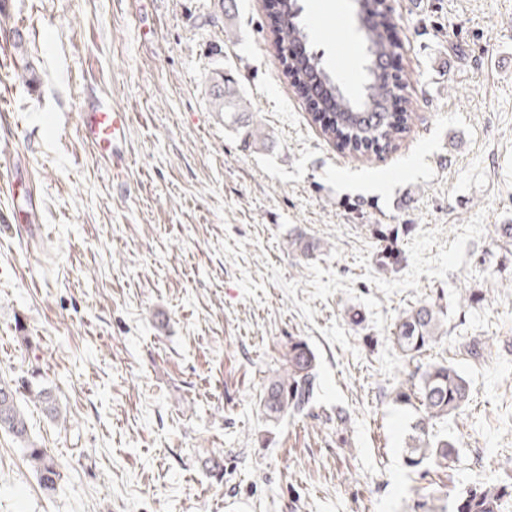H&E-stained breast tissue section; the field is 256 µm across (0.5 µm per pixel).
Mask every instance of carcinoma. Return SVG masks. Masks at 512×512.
I'll use <instances>...</instances> for the list:
<instances>
[{"label":"carcinoma","mask_w":512,"mask_h":512,"mask_svg":"<svg viewBox=\"0 0 512 512\" xmlns=\"http://www.w3.org/2000/svg\"><path fill=\"white\" fill-rule=\"evenodd\" d=\"M280 23L273 31L274 43L282 56L289 47L304 39L298 19L289 13L297 9V0H279ZM365 80L361 91L350 95L336 89V83L314 53H305L299 62L286 65L285 77L290 79L294 91L305 99L312 97L309 79L324 85L334 103L332 112H313L312 121L319 125L324 136L341 145L356 157L370 151H384L397 146L408 133V117L395 119L391 112H373L374 106H385L389 101L387 84L374 71L376 63H386L395 55L397 44L385 25H364ZM210 102L215 112L232 116L237 124L248 111L246 98L235 80L222 73L210 89ZM377 235L386 242L379 253V266H396L402 261L398 248L400 236L406 227L378 224ZM440 311L433 304H423L400 318L396 326L395 341L407 355L420 354L437 341ZM317 390L316 357L302 340L288 347L286 375L270 384L264 396V407L271 417L288 412L301 415L313 402ZM470 382L459 368L448 362L430 364L418 382L401 387L396 399L415 405L418 419L414 434L404 448L407 461L415 466L424 462L448 466L457 459L459 443L453 436L432 433L429 427L462 411L470 400ZM28 396L38 403L47 418L55 421L60 406L52 390L37 382L21 387L0 379V432L12 438L24 453L35 477L47 493L56 491L63 480L62 467L57 457L34 438L30 432L20 399ZM512 499V483L493 482L448 493V512H502L503 503Z\"/></svg>","instance_id":"obj_1"}]
</instances>
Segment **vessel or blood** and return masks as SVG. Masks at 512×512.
I'll list each match as a JSON object with an SVG mask.
<instances>
[{
    "label": "vessel or blood",
    "instance_id": "1",
    "mask_svg": "<svg viewBox=\"0 0 512 512\" xmlns=\"http://www.w3.org/2000/svg\"><path fill=\"white\" fill-rule=\"evenodd\" d=\"M129 125V115L115 111L109 97L103 94L81 112L79 131L105 163L120 169L128 165L131 157Z\"/></svg>",
    "mask_w": 512,
    "mask_h": 512
}]
</instances>
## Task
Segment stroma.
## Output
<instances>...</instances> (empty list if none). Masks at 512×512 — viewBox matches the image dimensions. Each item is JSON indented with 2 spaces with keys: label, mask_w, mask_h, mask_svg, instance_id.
Segmentation results:
<instances>
[{
  "label": "stroma",
  "mask_w": 512,
  "mask_h": 512,
  "mask_svg": "<svg viewBox=\"0 0 512 512\" xmlns=\"http://www.w3.org/2000/svg\"><path fill=\"white\" fill-rule=\"evenodd\" d=\"M315 3L299 0L307 47L357 94V0L333 16ZM389 4L410 131L358 159L285 83L277 0H0L34 68L19 82L0 51V147L25 163L0 214L32 190L39 216L0 227V377H35L65 416L26 407L63 465L51 495L0 433V512H440L449 491L512 475V0ZM218 68L263 139L213 111ZM100 93L131 118L119 170L78 131ZM378 224L411 227L388 270ZM427 302L441 337L405 357L395 326ZM299 338L316 396L270 418L265 390ZM435 361L471 400L435 425L458 459L413 469L417 412L395 391Z\"/></svg>",
  "instance_id": "obj_1"
}]
</instances>
